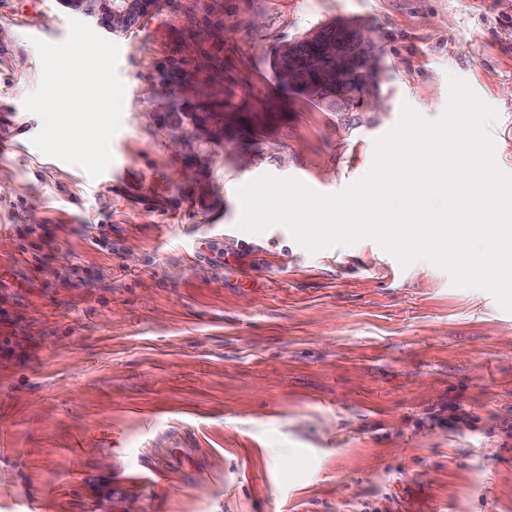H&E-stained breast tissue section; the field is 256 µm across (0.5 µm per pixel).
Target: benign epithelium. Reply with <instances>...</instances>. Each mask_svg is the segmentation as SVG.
Returning <instances> with one entry per match:
<instances>
[{"mask_svg": "<svg viewBox=\"0 0 512 512\" xmlns=\"http://www.w3.org/2000/svg\"><path fill=\"white\" fill-rule=\"evenodd\" d=\"M67 8L96 20L108 34H123L132 30L154 7L155 0H63ZM315 52L331 61L321 73L327 85L339 84L352 70H359L367 82L382 81L377 55L367 30L338 28L321 35L314 44ZM301 79L298 51L288 50V58L279 67V80L291 86ZM203 133L215 141H223L228 129L222 120L211 119L202 124Z\"/></svg>", "mask_w": 512, "mask_h": 512, "instance_id": "7a95c632", "label": "benign epithelium"}]
</instances>
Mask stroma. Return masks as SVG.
<instances>
[{"label":"stroma","mask_w":512,"mask_h":512,"mask_svg":"<svg viewBox=\"0 0 512 512\" xmlns=\"http://www.w3.org/2000/svg\"><path fill=\"white\" fill-rule=\"evenodd\" d=\"M61 0H0V512H512V312L371 239L308 254L238 229L270 174L333 194L403 104L464 80L512 173V0H159L123 48L122 126L90 178L31 143L23 100ZM372 30L382 112L344 136L276 89L274 49L334 19ZM234 102H279L244 168L217 143L186 47Z\"/></svg>","instance_id":"stroma-1"}]
</instances>
